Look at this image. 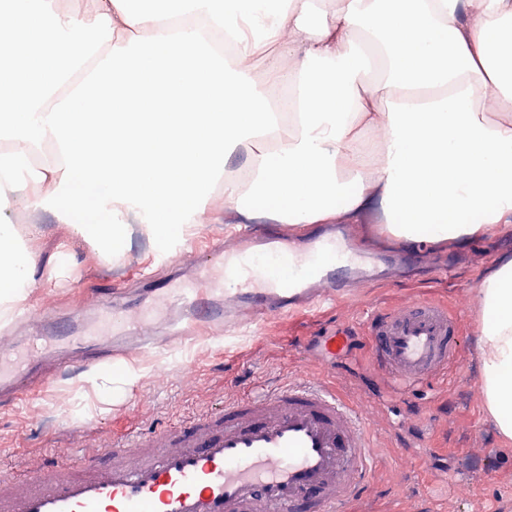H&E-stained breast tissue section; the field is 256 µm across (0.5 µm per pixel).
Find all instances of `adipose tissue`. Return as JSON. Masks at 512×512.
I'll return each mask as SVG.
<instances>
[{
  "label": "adipose tissue",
  "instance_id": "obj_1",
  "mask_svg": "<svg viewBox=\"0 0 512 512\" xmlns=\"http://www.w3.org/2000/svg\"><path fill=\"white\" fill-rule=\"evenodd\" d=\"M0 0V208L33 203L108 260L224 210L303 227L380 203L404 244L512 234V0ZM378 69L377 82L365 76ZM92 71L95 92L59 91ZM286 86L287 106L261 109ZM271 151L249 149L256 138ZM247 175L224 180L233 155ZM40 225L0 224V317ZM484 411L512 446V255L476 293Z\"/></svg>",
  "mask_w": 512,
  "mask_h": 512
}]
</instances>
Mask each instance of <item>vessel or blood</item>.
<instances>
[{
    "mask_svg": "<svg viewBox=\"0 0 512 512\" xmlns=\"http://www.w3.org/2000/svg\"><path fill=\"white\" fill-rule=\"evenodd\" d=\"M224 255L220 280L171 290L182 323L171 341L188 326L234 325L243 305L260 318L298 314L316 284L356 259L337 229L299 256L264 225L226 243ZM100 312L112 334L97 339L99 361L147 344L144 319L129 318L120 298ZM369 333L371 366L402 388L455 358L453 320L434 303L405 304L373 319ZM379 445L362 410L325 381L299 377L243 392L147 444L53 449L22 475H0V512H337L372 478Z\"/></svg>",
    "mask_w": 512,
    "mask_h": 512,
    "instance_id": "vessel-or-blood-1",
    "label": "vessel or blood"
}]
</instances>
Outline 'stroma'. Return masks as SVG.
<instances>
[{
	"instance_id": "stroma-1",
	"label": "stroma",
	"mask_w": 512,
	"mask_h": 512,
	"mask_svg": "<svg viewBox=\"0 0 512 512\" xmlns=\"http://www.w3.org/2000/svg\"><path fill=\"white\" fill-rule=\"evenodd\" d=\"M380 222L373 208L346 219L370 272L353 280V295L335 305L272 316L257 331L243 330L225 341L164 346L114 370L77 367L0 408V468L21 470L51 449L67 447L77 423L88 424L86 441L94 446L129 433L149 441L170 427L188 426L202 412L222 409L256 380L280 386L306 375L336 385L367 413L381 439L374 478L343 512H512V447L500 443L484 414L475 351V290L498 259L512 253V236L399 247L379 234ZM231 229L227 216L200 225L185 244L186 260L155 249L138 231L125 255L110 262L83 243L57 271L47 259L58 237L47 235L38 245L27 304L53 311L56 321L45 330L53 349L93 350L95 337L106 333L96 309L117 288L132 315H149L151 327L161 330L166 310L159 287L194 282L199 260ZM415 299L447 306L458 366L397 396L370 365L363 315ZM75 309L88 315L83 328L65 319ZM337 333L346 347L332 360L324 340Z\"/></svg>"
}]
</instances>
